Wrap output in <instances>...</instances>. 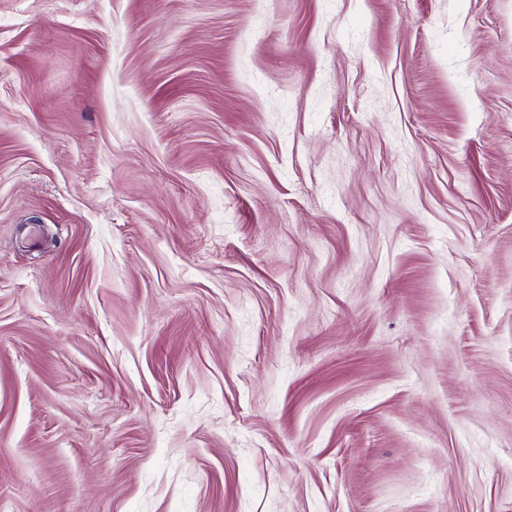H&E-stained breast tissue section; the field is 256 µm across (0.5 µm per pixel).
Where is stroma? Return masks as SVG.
Returning <instances> with one entry per match:
<instances>
[{
    "instance_id": "obj_1",
    "label": "stroma",
    "mask_w": 512,
    "mask_h": 512,
    "mask_svg": "<svg viewBox=\"0 0 512 512\" xmlns=\"http://www.w3.org/2000/svg\"><path fill=\"white\" fill-rule=\"evenodd\" d=\"M0 512H512V0H0Z\"/></svg>"
}]
</instances>
